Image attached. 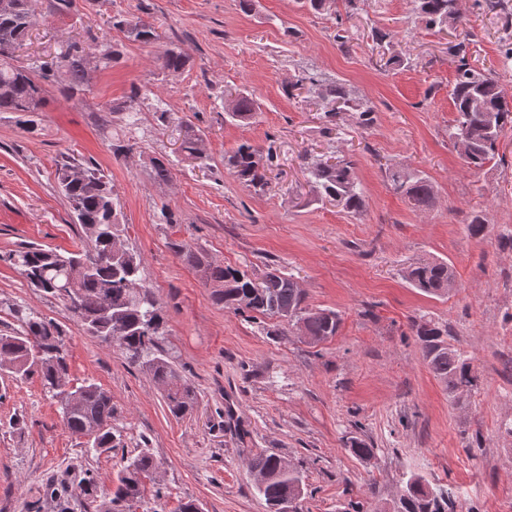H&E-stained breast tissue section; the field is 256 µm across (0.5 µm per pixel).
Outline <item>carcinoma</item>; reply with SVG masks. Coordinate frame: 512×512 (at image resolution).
Listing matches in <instances>:
<instances>
[{
	"instance_id": "carcinoma-1",
	"label": "carcinoma",
	"mask_w": 512,
	"mask_h": 512,
	"mask_svg": "<svg viewBox=\"0 0 512 512\" xmlns=\"http://www.w3.org/2000/svg\"><path fill=\"white\" fill-rule=\"evenodd\" d=\"M31 2L0 0V112L19 114L23 125L31 124L29 117L43 111L48 88L55 87L71 99L85 91L91 71L109 67L119 56L111 38L104 35L93 47L77 37L68 38L66 53L50 70L41 64L19 61L16 51L25 44L34 24ZM413 2L428 29L461 23L459 0ZM112 27L146 46L160 39L154 26L141 21L115 18ZM472 44V34L464 30L461 40L450 47L456 71L451 92L456 119L450 138L464 164L480 169L495 157L503 130L512 127V104L503 95L493 71H481L471 63ZM158 61L161 72L176 74L186 69L190 58L181 48L172 47ZM309 82V92L321 102L328 121H335L339 112H356L359 126L373 123V107L351 98L343 84H321L312 77ZM258 109L256 98L241 92L224 105V120L247 124ZM181 149L192 159L208 160L202 137L190 125L185 127ZM269 160L270 154L243 142L224 154V169L243 185L262 190ZM303 162L319 196L336 202L349 213L363 212L365 197L355 177L352 158L342 156L330 163L319 158L311 160L305 154ZM388 178L393 189L405 196L413 208L420 212L433 208L436 193L428 176L390 168ZM54 179L86 233L83 246L63 252L27 247L10 255L9 260L33 287L52 297L63 300L65 291L75 292L80 298L79 310L69 309L67 313L83 324H91L90 333L106 342L111 334H119L116 345L128 361L149 370L164 387L169 413L176 418L185 416L197 397L159 348L165 335V313L140 277V256L123 242L119 202L112 186L95 166L65 159L55 164ZM171 247L195 269L203 285L212 289L216 304L237 315L272 321L276 336L295 333L319 344L334 338L340 330L339 312L305 305L303 290L278 269L257 276L245 269L216 264L186 243L175 241ZM92 255L102 257L93 272L72 277L73 265ZM404 278L437 298L447 296L456 286L453 268L442 260L412 262L404 268ZM20 321V330L0 334V368L7 369L16 379L38 377L59 398L62 420L68 429L87 437L95 450H112V421L117 415L112 393L95 383L69 386L67 357L61 352L64 339L58 325L32 311L22 315ZM411 330L427 367L448 391V400L462 403L464 394L477 388L472 358L450 342L446 325L420 318L412 321ZM246 463L271 512H280L286 501L299 503L304 490L300 471L288 467L277 454L262 451L249 452ZM157 469L158 462L148 449L129 458L116 474L113 497L97 505L98 512H131L130 507L143 499L145 481ZM458 507L452 488H433L421 476L411 474L392 505L372 512H457Z\"/></svg>"
}]
</instances>
